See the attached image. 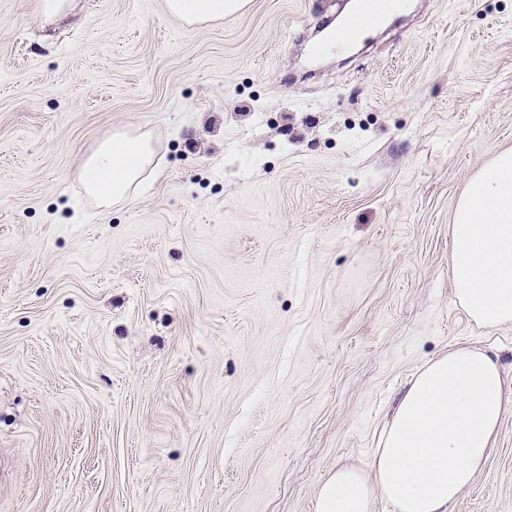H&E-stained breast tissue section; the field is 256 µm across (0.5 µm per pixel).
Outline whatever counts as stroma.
Listing matches in <instances>:
<instances>
[{
  "label": "stroma",
  "mask_w": 512,
  "mask_h": 512,
  "mask_svg": "<svg viewBox=\"0 0 512 512\" xmlns=\"http://www.w3.org/2000/svg\"><path fill=\"white\" fill-rule=\"evenodd\" d=\"M340 0H0V512H314L414 374L512 323L454 296L459 196L512 148V0H413L313 57ZM151 132L161 175L89 199ZM453 512H512V405ZM248 0H165L167 12L190 25L204 26L240 12ZM155 157L149 133L115 131L84 158L80 167L83 188L104 204H128L141 186L159 175L160 163Z\"/></svg>",
  "instance_id": "35a3bbf8"
}]
</instances>
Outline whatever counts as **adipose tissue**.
<instances>
[{
  "mask_svg": "<svg viewBox=\"0 0 512 512\" xmlns=\"http://www.w3.org/2000/svg\"><path fill=\"white\" fill-rule=\"evenodd\" d=\"M248 0H165L167 12L204 26ZM152 137L115 131L86 156L83 188L107 205L134 200L156 180ZM454 295L481 326L512 323V149L494 154L459 197L450 226ZM507 399L498 361L463 347L429 361L413 378L371 459L372 477L336 469L316 494L315 512H371L375 497L395 512H449L483 469Z\"/></svg>",
  "mask_w": 512,
  "mask_h": 512,
  "instance_id": "obj_1",
  "label": "adipose tissue"
}]
</instances>
